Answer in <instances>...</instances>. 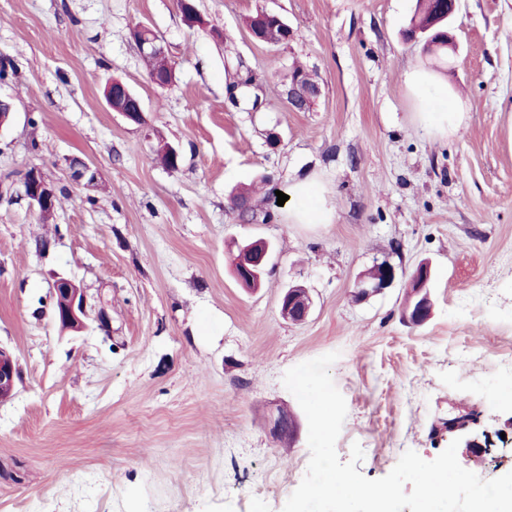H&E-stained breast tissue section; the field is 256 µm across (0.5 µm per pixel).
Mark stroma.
<instances>
[{
  "mask_svg": "<svg viewBox=\"0 0 512 512\" xmlns=\"http://www.w3.org/2000/svg\"><path fill=\"white\" fill-rule=\"evenodd\" d=\"M0 0V346L19 381L0 404V512H282L309 462L308 422L282 377L339 352L330 375L347 416L341 461L386 476L401 455L434 460L475 411L481 457L462 467L512 472V0H461L455 51L436 63L403 32L416 0ZM280 14L294 37L251 38L245 20ZM159 36L173 68L154 85L130 36ZM442 77L465 103L458 131L425 119L406 71ZM320 96L289 108L294 69ZM252 85L229 97L235 74ZM117 78L143 101L144 125L105 100ZM177 147V168L157 156ZM79 157L99 173L74 183ZM41 169L57 189L49 219L23 194ZM318 182L334 218L298 224L293 184ZM252 187L258 220L229 196ZM288 196L270 202L273 191ZM274 247L259 289L231 270L232 244ZM392 288L358 298L374 262ZM433 269V315L402 319L409 281ZM75 279L93 310L60 332L50 288ZM314 300L282 318L291 285ZM105 310L110 331L95 316ZM299 414L293 442L267 425Z\"/></svg>",
  "mask_w": 512,
  "mask_h": 512,
  "instance_id": "1",
  "label": "stroma"
}]
</instances>
